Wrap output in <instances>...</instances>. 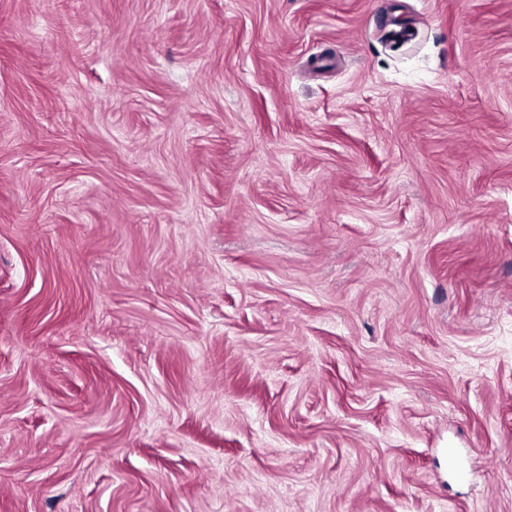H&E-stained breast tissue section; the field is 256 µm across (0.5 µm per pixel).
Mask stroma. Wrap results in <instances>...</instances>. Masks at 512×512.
I'll return each mask as SVG.
<instances>
[{"mask_svg":"<svg viewBox=\"0 0 512 512\" xmlns=\"http://www.w3.org/2000/svg\"><path fill=\"white\" fill-rule=\"evenodd\" d=\"M0 512H512V0H0Z\"/></svg>","mask_w":512,"mask_h":512,"instance_id":"stroma-1","label":"stroma"}]
</instances>
